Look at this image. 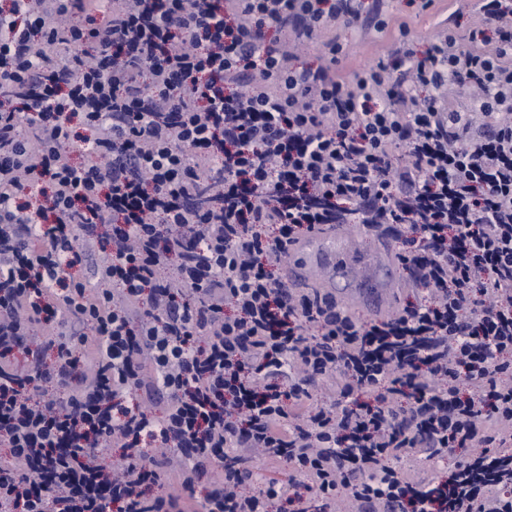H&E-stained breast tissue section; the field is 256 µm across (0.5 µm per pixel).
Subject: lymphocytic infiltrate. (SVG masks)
<instances>
[{
  "instance_id": "f902f5d3",
  "label": "lymphocytic infiltrate",
  "mask_w": 512,
  "mask_h": 512,
  "mask_svg": "<svg viewBox=\"0 0 512 512\" xmlns=\"http://www.w3.org/2000/svg\"><path fill=\"white\" fill-rule=\"evenodd\" d=\"M368 9L0 0V512H512V0L340 76ZM329 224L411 226L418 297L288 289Z\"/></svg>"
}]
</instances>
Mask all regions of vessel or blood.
Masks as SVG:
<instances>
[{
    "label": "vessel or blood",
    "mask_w": 512,
    "mask_h": 512,
    "mask_svg": "<svg viewBox=\"0 0 512 512\" xmlns=\"http://www.w3.org/2000/svg\"><path fill=\"white\" fill-rule=\"evenodd\" d=\"M288 277L304 283L309 268L321 269L325 293L376 316L388 315L403 286L400 264L387 241L364 248L337 224L304 235L288 247Z\"/></svg>",
    "instance_id": "1"
}]
</instances>
